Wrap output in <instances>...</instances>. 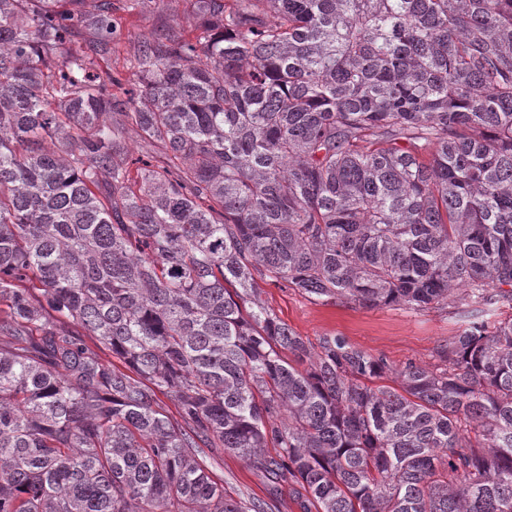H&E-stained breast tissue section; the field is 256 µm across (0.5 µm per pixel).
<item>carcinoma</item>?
Wrapping results in <instances>:
<instances>
[{
    "instance_id": "carcinoma-1",
    "label": "carcinoma",
    "mask_w": 512,
    "mask_h": 512,
    "mask_svg": "<svg viewBox=\"0 0 512 512\" xmlns=\"http://www.w3.org/2000/svg\"><path fill=\"white\" fill-rule=\"evenodd\" d=\"M80 2L0 0V512H267L204 448L303 512H512V0H193L122 112ZM261 281L464 327L395 368ZM210 473L234 498L256 497L265 500L271 512H302L287 481L272 484L264 474L239 457L204 448Z\"/></svg>"
}]
</instances>
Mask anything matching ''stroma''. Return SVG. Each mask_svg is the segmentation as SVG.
<instances>
[{
    "label": "stroma",
    "mask_w": 512,
    "mask_h": 512,
    "mask_svg": "<svg viewBox=\"0 0 512 512\" xmlns=\"http://www.w3.org/2000/svg\"><path fill=\"white\" fill-rule=\"evenodd\" d=\"M112 37L108 52L99 55L100 70L111 71L123 88L132 73L125 63L143 41L164 30L193 36L189 0H111ZM262 301L304 339L318 342L339 336L374 355H384L393 366L412 360L425 366L437 363L436 350L447 344L462 326L454 307L414 311L399 305L363 308L352 304H322L291 288L261 284ZM204 454L214 480L233 497L265 500L271 512H301L288 482L271 483L239 457L212 449Z\"/></svg>",
    "instance_id": "35a3bbf8"
}]
</instances>
